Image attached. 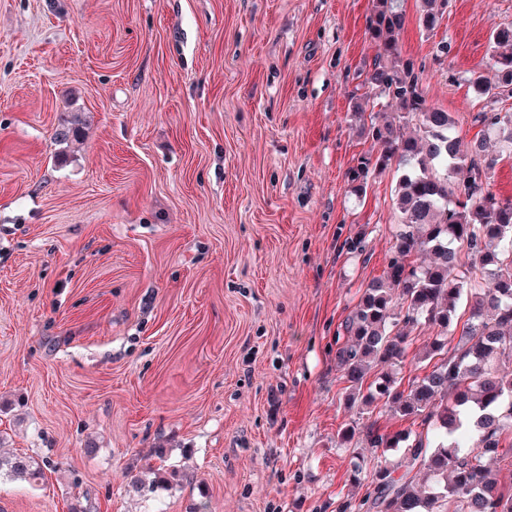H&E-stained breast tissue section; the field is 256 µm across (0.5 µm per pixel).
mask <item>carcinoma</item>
<instances>
[{
	"label": "carcinoma",
	"instance_id": "obj_1",
	"mask_svg": "<svg viewBox=\"0 0 512 512\" xmlns=\"http://www.w3.org/2000/svg\"><path fill=\"white\" fill-rule=\"evenodd\" d=\"M448 0H422L419 26L436 29ZM406 21L403 0H372L366 32L379 52L360 86L395 103L389 120L367 110L352 91L349 104L361 133L377 147L359 156L345 177L361 193L368 178L394 165L400 214L383 274L350 311L346 340L336 361L348 386L350 407L381 402L412 420L416 430L380 433L367 428L372 448L403 449L397 464L382 462L369 472L371 490L344 512H512V484L485 462L512 454V201L490 190L498 163L488 142L512 155V27L489 35V66L470 71L467 82L482 109L472 117L483 136L461 148L454 115L427 102L412 59L402 55L399 35ZM415 123V133L403 126ZM456 170L465 172L451 180ZM469 316L457 321L461 299ZM426 324L436 334L429 363L408 388L395 376L407 356L408 329ZM459 332L450 345L448 335ZM380 372L369 385L368 373ZM42 463L27 455L0 456V472L37 483ZM426 480L415 482L414 470Z\"/></svg>",
	"mask_w": 512,
	"mask_h": 512
}]
</instances>
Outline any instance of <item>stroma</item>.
I'll return each mask as SVG.
<instances>
[{
    "label": "stroma",
    "instance_id": "1",
    "mask_svg": "<svg viewBox=\"0 0 512 512\" xmlns=\"http://www.w3.org/2000/svg\"><path fill=\"white\" fill-rule=\"evenodd\" d=\"M403 7V55L472 140L467 77L512 0H450L431 33ZM371 8L0 0V452L51 463L1 475L0 512H339L368 492L353 456L400 460L364 431L409 420L348 407L336 366L399 222L394 170L345 179L374 149L348 99Z\"/></svg>",
    "mask_w": 512,
    "mask_h": 512
}]
</instances>
